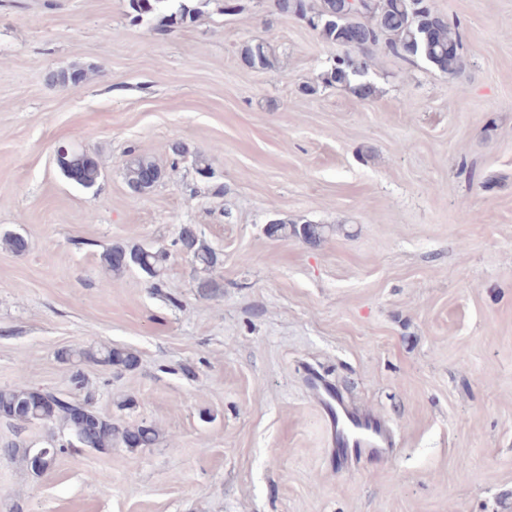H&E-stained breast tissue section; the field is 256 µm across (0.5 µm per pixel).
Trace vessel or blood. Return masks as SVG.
I'll list each match as a JSON object with an SVG mask.
<instances>
[{"instance_id":"1","label":"vessel or blood","mask_w":512,"mask_h":512,"mask_svg":"<svg viewBox=\"0 0 512 512\" xmlns=\"http://www.w3.org/2000/svg\"><path fill=\"white\" fill-rule=\"evenodd\" d=\"M311 387L338 451L382 457L393 448L392 434L383 422L348 407L327 379L312 377Z\"/></svg>"}]
</instances>
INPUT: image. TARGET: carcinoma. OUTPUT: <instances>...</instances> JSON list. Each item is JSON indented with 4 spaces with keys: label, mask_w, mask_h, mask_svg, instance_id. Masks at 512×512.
<instances>
[{
    "label": "carcinoma",
    "mask_w": 512,
    "mask_h": 512,
    "mask_svg": "<svg viewBox=\"0 0 512 512\" xmlns=\"http://www.w3.org/2000/svg\"><path fill=\"white\" fill-rule=\"evenodd\" d=\"M413 8L410 0H273L274 9L283 15H291L310 22V27L325 41L344 49L325 71V85L345 86L361 99L372 96L374 87L358 81L368 69L372 49L384 46L390 54L413 62L423 59L438 70L454 75L460 70L461 35L458 27L448 17L438 12L432 0H417ZM126 12L134 23L161 18V30L180 27L195 19L198 7L192 0H126ZM241 56L253 63L256 69L271 66L267 47L262 43L247 44ZM86 73L77 68H62L53 74L55 82L62 86L82 83ZM76 167L81 180L79 185L91 188L102 174L97 157L82 151L68 154L58 162L62 174L68 166ZM152 168L157 178L163 171L156 160L147 154L133 156L126 165L125 176L130 191L143 192L152 185L142 182L143 172ZM269 235L301 237L308 243H316L325 237L322 224L288 225L276 220L267 228ZM177 249L191 257L207 270L217 263L216 252L199 239L194 225H181L174 241ZM166 249L145 246L127 247L114 245L103 255L108 270L119 273L137 269L151 278L162 275L170 261ZM69 361H91L117 370L132 371L137 368V354L127 348L89 347L69 350L61 354ZM94 395L90 392L79 396L71 392L15 387L0 389V417L17 425L43 424L59 430L65 443L51 445L41 450L18 443L6 446V452L19 459L21 464L35 474L53 465L65 448H87L107 453L123 446L130 450L150 448L157 444L159 431L147 424L118 426L112 418L93 409Z\"/></svg>",
    "instance_id": "1"
}]
</instances>
